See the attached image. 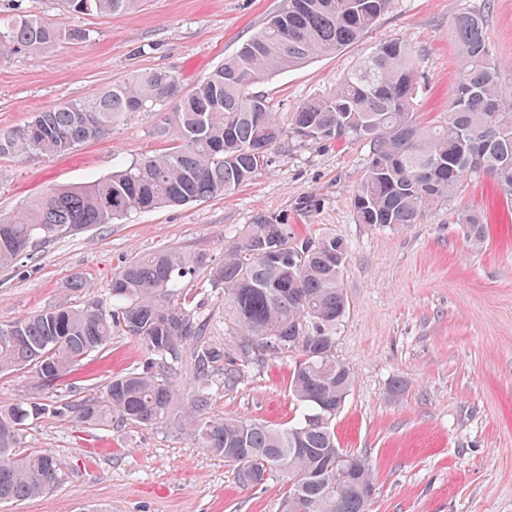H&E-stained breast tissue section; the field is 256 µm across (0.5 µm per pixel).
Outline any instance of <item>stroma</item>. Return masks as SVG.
I'll return each mask as SVG.
<instances>
[{
	"instance_id": "obj_1",
	"label": "stroma",
	"mask_w": 512,
	"mask_h": 512,
	"mask_svg": "<svg viewBox=\"0 0 512 512\" xmlns=\"http://www.w3.org/2000/svg\"><path fill=\"white\" fill-rule=\"evenodd\" d=\"M281 0H147L128 15L67 12L60 0H0V20L21 10L53 25L86 29L82 43L53 52L0 59V128L24 125L36 112L85 98L148 69L177 74L184 88L221 65L262 28ZM485 17V38L512 91V0H393L357 42L310 60L254 87L277 112H296L384 42L412 51L426 89L420 111L437 121L458 79L451 25L462 11ZM166 106L117 123L109 137L48 157H0V213L11 215L49 186L79 185L111 175L117 164L168 151L157 136ZM360 142L325 145L291 140L275 149L276 164L239 189L178 208L134 212L39 244L0 269V324L87 299L111 307L112 275L132 258L159 249L224 259V239L254 215L286 223L299 238L331 233L347 245L343 284L349 312L336 332L335 353L354 376L336 417L340 447L367 456L376 493L369 512H512V197L486 177L463 180L452 201L403 230L357 223L351 204L366 165ZM317 200L303 211L305 197ZM478 212L487 226L473 246L454 210ZM81 277L87 288L64 292ZM183 288L204 299L205 339L229 347L224 303L203 276ZM148 353L125 328L55 394L68 401L99 394L112 374L141 366ZM290 356L266 357L224 390L215 371L209 414L276 427L295 418ZM26 446L63 462L45 495L0 512H278L281 478L258 487L239 483L235 467L165 425L95 426L65 416L31 421Z\"/></svg>"
}]
</instances>
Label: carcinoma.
I'll list each match as a JSON object with an SVG mask.
<instances>
[{
  "mask_svg": "<svg viewBox=\"0 0 512 512\" xmlns=\"http://www.w3.org/2000/svg\"><path fill=\"white\" fill-rule=\"evenodd\" d=\"M393 0H282L266 25L224 58L191 89L167 70L142 71L89 98L36 113L21 128H0V156L39 152L65 155L105 138L137 112L173 104L157 134L170 150L123 163L112 175L75 187H49L15 216L0 215V268L28 248L92 226L110 224L133 210L181 206L231 192L266 172L282 141L369 147L352 193L360 224L405 228L453 197L468 174L496 181L512 196V92H503L498 65L486 43L484 16L459 13L451 28L459 80L448 112L426 124L418 112L425 82L406 44L384 43L329 92L304 101L285 120L252 87L272 75L333 54L368 32ZM71 13L129 14L142 0H64ZM86 31L60 29L20 14L0 25V59L25 51L47 53ZM474 245L485 239L481 216L454 212ZM275 258H269V254ZM347 247L325 234L298 239L266 214L224 241V261L206 254L162 249L127 262L114 273L113 305L60 304L0 325V373L32 370L51 392L71 378L92 353L103 350L117 326L149 354L141 367L114 375L97 396L20 401L0 408V504L52 488L62 463L23 446L26 422L69 414L93 424L112 420L165 424L237 467L242 483L262 486L288 474L280 512H367L376 492L368 459L339 447L334 421L352 390L350 369L336 359V330L349 303L342 272ZM204 274L224 299V329L236 355L201 342L202 304L180 287ZM292 353L289 389L299 415L284 428L208 416L212 371L224 366V389L237 387L249 362ZM190 366L194 389L179 401L175 381Z\"/></svg>",
  "mask_w": 512,
  "mask_h": 512,
  "instance_id": "carcinoma-1",
  "label": "carcinoma"
}]
</instances>
